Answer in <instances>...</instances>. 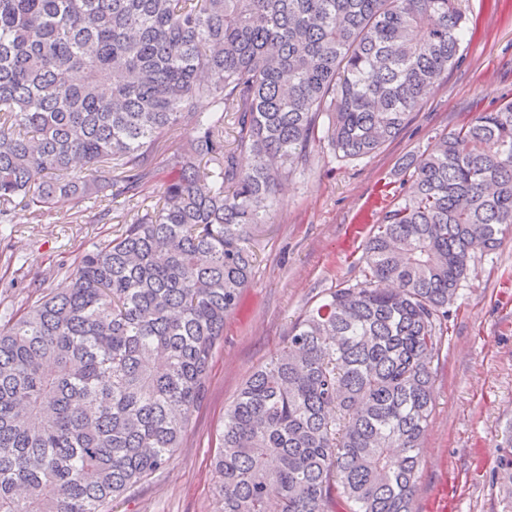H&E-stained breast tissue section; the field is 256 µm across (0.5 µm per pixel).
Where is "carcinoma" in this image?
<instances>
[{"mask_svg":"<svg viewBox=\"0 0 512 512\" xmlns=\"http://www.w3.org/2000/svg\"><path fill=\"white\" fill-rule=\"evenodd\" d=\"M469 30L461 0H0V224L160 180L57 266L68 288L0 324V512H109L170 464L251 281L250 227L313 142L362 159L394 139ZM412 166L364 280L225 410L224 512H413L448 305L512 229V100Z\"/></svg>","mask_w":512,"mask_h":512,"instance_id":"cac0c4a2","label":"carcinoma"}]
</instances>
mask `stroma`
Returning a JSON list of instances; mask_svg holds the SVG:
<instances>
[{
  "label": "stroma",
  "instance_id": "obj_1",
  "mask_svg": "<svg viewBox=\"0 0 512 512\" xmlns=\"http://www.w3.org/2000/svg\"><path fill=\"white\" fill-rule=\"evenodd\" d=\"M473 25L461 61L426 95L407 127L360 160L313 143L304 171L285 182L268 223L256 225L252 281L224 321V338L204 398L165 469L112 504V512H222L210 460L224 410L244 382L283 345L288 331L330 291L363 279L372 225L411 184L410 163L439 135L474 113L512 100V0H463ZM157 184L140 197L62 205L38 217L18 212L0 246V313L14 312L65 288L53 265L73 263L113 237L137 209L153 205ZM475 274L448 307V333L432 364L433 413L420 449L413 512H512L504 444L512 434V233L490 255H475Z\"/></svg>",
  "mask_w": 512,
  "mask_h": 512
}]
</instances>
